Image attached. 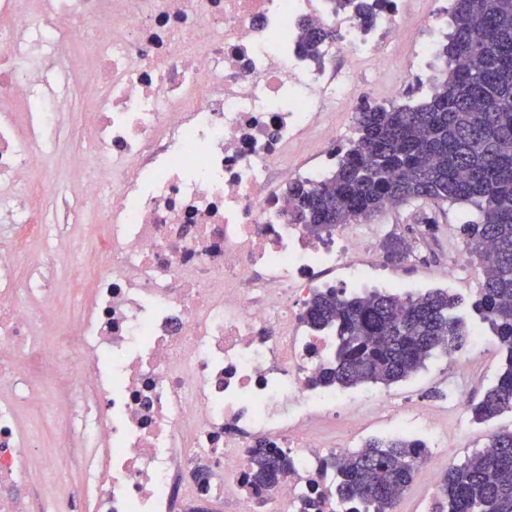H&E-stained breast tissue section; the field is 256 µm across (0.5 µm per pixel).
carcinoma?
Wrapping results in <instances>:
<instances>
[{"instance_id":"obj_1","label":"carcinoma","mask_w":512,"mask_h":512,"mask_svg":"<svg viewBox=\"0 0 512 512\" xmlns=\"http://www.w3.org/2000/svg\"><path fill=\"white\" fill-rule=\"evenodd\" d=\"M445 50L447 75L417 104L365 105L357 138L321 184L288 188V215L319 237L337 224H355L386 205L424 202L471 208L458 227L484 281L474 308L498 338L503 356L496 382L471 404L477 423L512 413V0H455ZM307 50L336 31L302 27ZM457 297L435 289L400 300L393 293L347 297L315 294L305 319L336 326V362L312 382L341 388L405 381L434 352H461L467 334L453 314ZM420 445L371 437L336 469L338 494L364 512H395L414 482ZM251 482L274 488L290 467L288 453L260 441L250 450ZM435 512H512V431L488 434L483 449L445 473Z\"/></svg>"}]
</instances>
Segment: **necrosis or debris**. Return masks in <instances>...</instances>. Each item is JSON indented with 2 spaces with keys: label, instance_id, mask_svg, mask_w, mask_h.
Masks as SVG:
<instances>
[{
  "label": "necrosis or debris",
  "instance_id": "necrosis-or-debris-1",
  "mask_svg": "<svg viewBox=\"0 0 512 512\" xmlns=\"http://www.w3.org/2000/svg\"><path fill=\"white\" fill-rule=\"evenodd\" d=\"M448 14V0L336 14L328 0H0V512L78 496L88 512H352L322 462L361 447L369 414L422 443L416 471L433 481L431 450L452 454L443 416L469 424L472 358L450 355L444 405L313 384L336 329H312L305 304L369 276L366 238L309 235L286 192L335 169L350 131L332 112L368 104L402 45L418 82L445 77ZM303 23L336 31L319 58ZM51 75L98 92L84 144L61 136L71 98L48 93ZM52 153L82 174L84 234L42 212ZM72 305L67 371L44 336ZM28 405L57 421L39 485ZM258 440L291 459L271 490L248 484Z\"/></svg>",
  "mask_w": 512,
  "mask_h": 512
}]
</instances>
